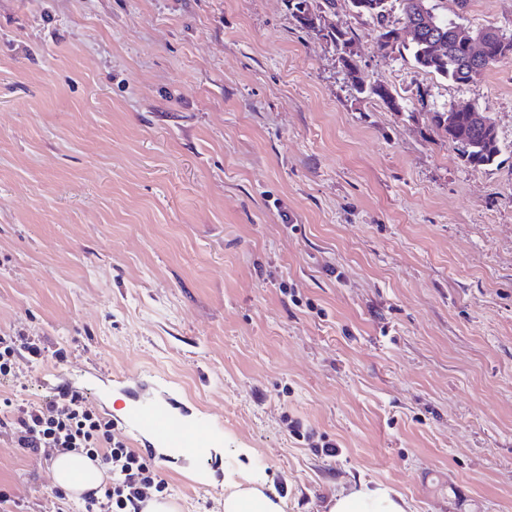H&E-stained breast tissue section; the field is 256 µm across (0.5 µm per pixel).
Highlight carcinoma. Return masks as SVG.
Here are the masks:
<instances>
[{"instance_id":"cac0c4a2","label":"carcinoma","mask_w":512,"mask_h":512,"mask_svg":"<svg viewBox=\"0 0 512 512\" xmlns=\"http://www.w3.org/2000/svg\"><path fill=\"white\" fill-rule=\"evenodd\" d=\"M287 8L296 23L309 30L321 29L322 36L335 45H346L349 40L345 33L331 24L320 27V16L314 7L315 0H285ZM352 8L360 15L370 17L382 30L381 36L398 41V32L388 27L386 13L388 0H351ZM405 24L417 27V37L412 40V56L416 66L425 73L436 74L454 83L464 86L474 81L484 71L497 63L512 59V39L506 44L488 36L489 27L476 29L482 36L488 37V49L483 62L473 66L467 52L458 40L457 31L463 25L455 20L443 18L434 12L429 0H399ZM443 40L448 43V53L435 56L431 51L433 42ZM359 90L371 97L383 101L390 109L402 110V104L385 85L377 83L359 86ZM431 124L448 138L463 147L465 161L474 166L492 164L501 152L500 142L489 141L482 131L473 125L468 113L458 112L455 108H444L430 113Z\"/></svg>"}]
</instances>
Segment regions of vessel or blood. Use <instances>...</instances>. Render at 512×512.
<instances>
[{
  "label": "vessel or blood",
  "instance_id": "1",
  "mask_svg": "<svg viewBox=\"0 0 512 512\" xmlns=\"http://www.w3.org/2000/svg\"><path fill=\"white\" fill-rule=\"evenodd\" d=\"M133 424L135 434L149 435L168 455L192 457L210 451L209 443L201 438L207 427L206 421L175 415L166 403L139 404L133 413Z\"/></svg>",
  "mask_w": 512,
  "mask_h": 512
}]
</instances>
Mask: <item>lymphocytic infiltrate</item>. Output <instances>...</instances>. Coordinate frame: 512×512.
<instances>
[{
	"label": "lymphocytic infiltrate",
	"mask_w": 512,
	"mask_h": 512,
	"mask_svg": "<svg viewBox=\"0 0 512 512\" xmlns=\"http://www.w3.org/2000/svg\"><path fill=\"white\" fill-rule=\"evenodd\" d=\"M0 432L15 435L26 454L41 457L79 451L106 467L107 479L83 498V512H142L150 492H164L150 460L115 436L112 423L93 412L80 395L67 406L54 402L5 401Z\"/></svg>",
	"instance_id": "obj_1"
}]
</instances>
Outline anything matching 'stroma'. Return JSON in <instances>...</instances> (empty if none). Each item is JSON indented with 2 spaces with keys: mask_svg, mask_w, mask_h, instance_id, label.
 <instances>
[{
  "mask_svg": "<svg viewBox=\"0 0 512 512\" xmlns=\"http://www.w3.org/2000/svg\"><path fill=\"white\" fill-rule=\"evenodd\" d=\"M431 3L512 38V0ZM321 22L348 50L285 0H0V334L44 348L0 401L66 379L116 428L140 399L205 419L206 457L126 439L177 512H224L230 468L284 512L361 480L512 512V59L460 86L347 0ZM459 104L494 163L430 124ZM55 490L0 433L14 512H80ZM287 8L296 23L304 29L323 32L322 36L335 45H343L349 43L345 38L346 33L336 29V25L330 24L327 27L320 28V16L317 13V7H314L315 0H285ZM304 7V9H303Z\"/></svg>",
  "mask_w": 512,
  "mask_h": 512,
  "instance_id": "35a3bbf8",
  "label": "stroma"
}]
</instances>
